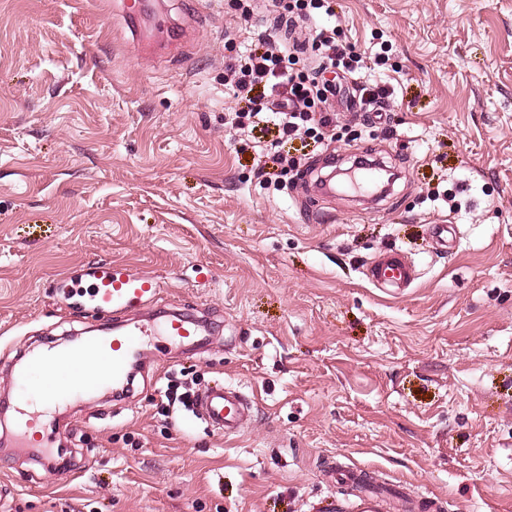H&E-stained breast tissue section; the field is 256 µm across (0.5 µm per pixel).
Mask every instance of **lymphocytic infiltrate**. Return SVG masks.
Returning a JSON list of instances; mask_svg holds the SVG:
<instances>
[{
	"instance_id": "f902f5d3",
	"label": "lymphocytic infiltrate",
	"mask_w": 512,
	"mask_h": 512,
	"mask_svg": "<svg viewBox=\"0 0 512 512\" xmlns=\"http://www.w3.org/2000/svg\"><path fill=\"white\" fill-rule=\"evenodd\" d=\"M311 28V48L319 59L316 68L300 67L299 56L268 38L261 48L250 50L244 61L225 66L224 87L240 104L233 125L270 123L285 140L303 134L326 138L334 120L329 97L336 92L330 75L340 69L357 77L361 58L339 43L335 29Z\"/></svg>"
}]
</instances>
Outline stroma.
<instances>
[{
    "label": "stroma",
    "instance_id": "obj_1",
    "mask_svg": "<svg viewBox=\"0 0 512 512\" xmlns=\"http://www.w3.org/2000/svg\"><path fill=\"white\" fill-rule=\"evenodd\" d=\"M137 46L120 0H0V401L14 365L67 345L94 314L55 280L94 262L154 276L206 310L207 347H145L130 393L49 410L71 468L0 446V512H337L336 466L440 512H512V0H335L339 39L394 88L382 124L335 102L333 140L239 130L224 63L261 40L231 0H146ZM359 158L397 173L370 201L317 182ZM453 224L446 248L432 227ZM395 251L391 295L365 270ZM240 384L250 429L166 424L170 378ZM269 160L272 163V166L269 167L272 171H264L265 165L267 164V162H265V164L259 168L258 174H260V176L268 175L269 179H267V181L271 185L274 184V186L278 187V183L280 182L278 179L288 174V168H290V171L291 168L295 166V160H293V158L287 159V157L280 154L272 155L269 157ZM367 278L379 288L390 286L394 288L393 292L403 293L416 279V272L403 256L389 253L376 258L368 266Z\"/></svg>",
    "mask_w": 512,
    "mask_h": 512
}]
</instances>
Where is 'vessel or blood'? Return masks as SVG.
<instances>
[{
	"instance_id": "b4317fda",
	"label": "vessel or blood",
	"mask_w": 512,
	"mask_h": 512,
	"mask_svg": "<svg viewBox=\"0 0 512 512\" xmlns=\"http://www.w3.org/2000/svg\"><path fill=\"white\" fill-rule=\"evenodd\" d=\"M85 275L90 281V304L100 314L138 306L151 301L159 292L154 277L125 266L92 264L86 267ZM367 277L377 287L389 286L401 293L413 283L416 272L403 256L389 253L369 265ZM151 335L195 347L207 342L201 319L175 310L159 326L144 329L117 325L112 337L89 336L54 353L57 368L49 376L44 373V358L31 357L16 375V386L24 395L25 406L18 411L21 423L13 436V447L43 452L53 447L57 431L44 422L45 409L128 380L133 360ZM90 360L96 362L97 369L89 374L85 364ZM254 410V401L233 384L207 388L196 398L197 416L211 430L225 435L245 432Z\"/></svg>"
}]
</instances>
